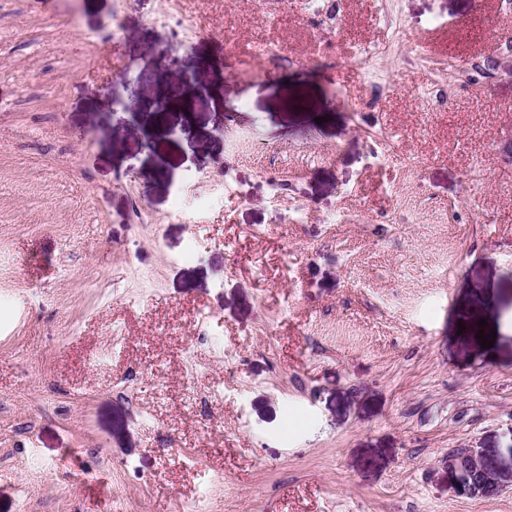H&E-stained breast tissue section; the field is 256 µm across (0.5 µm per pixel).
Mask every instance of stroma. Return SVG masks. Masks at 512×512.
Masks as SVG:
<instances>
[{
	"label": "stroma",
	"instance_id": "1",
	"mask_svg": "<svg viewBox=\"0 0 512 512\" xmlns=\"http://www.w3.org/2000/svg\"><path fill=\"white\" fill-rule=\"evenodd\" d=\"M385 5L0 0V512H512V11ZM385 50V44H375L370 47L368 51H365L362 55H360L356 60L361 69L366 73L368 81L374 87H379L384 79L381 73L377 72L371 67L370 62L373 58L381 55ZM448 469L455 474L458 482L468 489L496 491L497 482L494 474L477 456L466 452L448 455Z\"/></svg>",
	"mask_w": 512,
	"mask_h": 512
}]
</instances>
